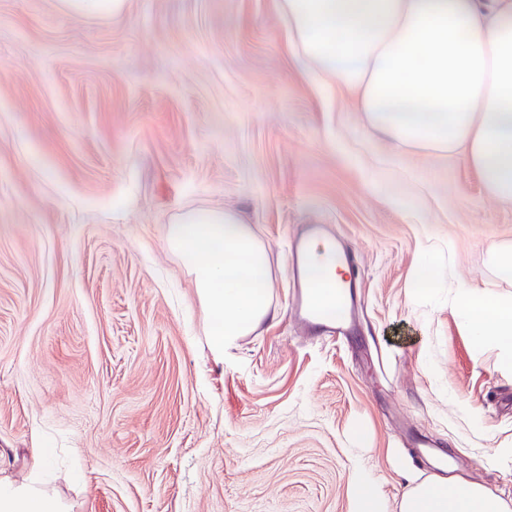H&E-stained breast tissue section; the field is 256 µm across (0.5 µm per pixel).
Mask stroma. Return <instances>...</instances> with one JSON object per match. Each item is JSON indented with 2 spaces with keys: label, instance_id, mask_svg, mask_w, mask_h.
Returning a JSON list of instances; mask_svg holds the SVG:
<instances>
[{
  "label": "stroma",
  "instance_id": "35a3bbf8",
  "mask_svg": "<svg viewBox=\"0 0 512 512\" xmlns=\"http://www.w3.org/2000/svg\"><path fill=\"white\" fill-rule=\"evenodd\" d=\"M192 209L238 214L270 257L272 316L220 358L167 240ZM303 224L360 270L341 344L291 315ZM494 244L512 203L460 155L372 134L293 56L275 0H0V477L52 449L70 512H349L359 462L399 512L429 448L512 501V359L454 302L512 297ZM125 0H63L66 8L74 13L108 11L117 13L123 10Z\"/></svg>",
  "mask_w": 512,
  "mask_h": 512
}]
</instances>
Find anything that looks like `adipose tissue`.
<instances>
[{
  "mask_svg": "<svg viewBox=\"0 0 512 512\" xmlns=\"http://www.w3.org/2000/svg\"><path fill=\"white\" fill-rule=\"evenodd\" d=\"M288 43L337 91L355 95L370 129L396 149L461 154L488 194L512 202V0H276ZM195 273L215 354L270 313L265 246L235 213L196 209L168 228ZM476 345L512 356V298L463 289ZM350 512H385L366 468L351 476ZM400 512H512L463 477L411 486ZM0 512H66L40 479L0 478Z\"/></svg>",
  "mask_w": 512,
  "mask_h": 512,
  "instance_id": "1",
  "label": "adipose tissue"
}]
</instances>
